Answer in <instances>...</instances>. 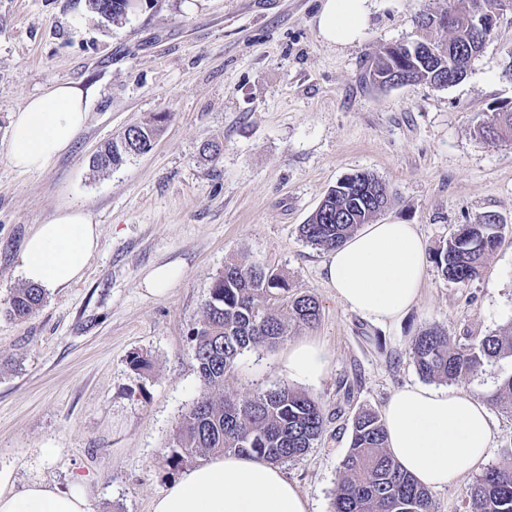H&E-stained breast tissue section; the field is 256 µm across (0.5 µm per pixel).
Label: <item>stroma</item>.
Returning <instances> with one entry per match:
<instances>
[{"label": "stroma", "mask_w": 512, "mask_h": 512, "mask_svg": "<svg viewBox=\"0 0 512 512\" xmlns=\"http://www.w3.org/2000/svg\"><path fill=\"white\" fill-rule=\"evenodd\" d=\"M444 0H369L358 38L321 35L322 0H142L119 25L85 0H0V467L16 490L83 479L93 512H151L179 479L166 457L201 393L189 331L226 262H260L322 306L297 331L330 354L325 375L299 383L318 397L325 431L284 471L309 501L332 512L353 415L382 411L390 395L421 384L409 346L422 328L481 337L512 326V135L488 142L478 127L512 104V11L459 82L382 88L366 72L394 43L445 40L419 13ZM57 82L87 96L73 146L47 169L22 172L7 157L10 119ZM166 114L152 149L112 172L93 169L100 147ZM220 154L203 156L207 142ZM367 171L393 196L378 222L416 225L427 254L463 224L494 214L504 229L481 276L455 284L427 265L417 302L377 324L327 288L323 250L298 233L327 192ZM88 211L100 245L76 284L45 293L25 320L1 309L23 287L25 240L64 207ZM175 262L163 296L143 278ZM286 345L249 351L228 379L245 399L285 382ZM140 354L149 365L134 370Z\"/></svg>", "instance_id": "obj_1"}]
</instances>
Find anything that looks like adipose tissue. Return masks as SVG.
Listing matches in <instances>:
<instances>
[{"label":"adipose tissue","mask_w":512,"mask_h":512,"mask_svg":"<svg viewBox=\"0 0 512 512\" xmlns=\"http://www.w3.org/2000/svg\"><path fill=\"white\" fill-rule=\"evenodd\" d=\"M368 20L367 0H324L317 18L325 40L354 41ZM85 93L56 83L13 114L7 145L16 169L42 171L65 153L83 128ZM101 230L80 208L64 207L38 225L22 254V274L49 290L80 281L100 244ZM324 280L337 300L365 318L388 323L417 301L426 275V244L416 225L372 223L328 251ZM318 343L291 344L281 360L288 378L312 382L328 370ZM388 451L421 485L443 488L484 462L492 443L486 402L458 389L407 386L384 407ZM0 512H90L83 481L66 491L35 482L15 491L13 471L0 468ZM152 512H309V502L282 469L227 454L187 471L152 503Z\"/></svg>","instance_id":"obj_1"}]
</instances>
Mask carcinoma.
I'll return each mask as SVG.
<instances>
[{"label":"carcinoma","mask_w":512,"mask_h":512,"mask_svg":"<svg viewBox=\"0 0 512 512\" xmlns=\"http://www.w3.org/2000/svg\"><path fill=\"white\" fill-rule=\"evenodd\" d=\"M497 0H448L451 20L445 42L395 44L379 52L368 71L382 87L402 80L443 87L465 76L472 58L488 40L487 30L472 12L481 4L494 13ZM90 12L108 22L121 23L135 14L131 0H86ZM165 117L126 128L93 157V167L110 171L132 156L149 151ZM512 131V107L493 109L478 133L494 142L503 130ZM389 185L370 173L345 177L300 225V236L325 251L340 245L362 224L373 220L388 203ZM496 216L479 224H463L433 256L444 279L466 284L482 274L486 258L502 237ZM44 301V289L29 285L16 290L4 309L6 316L24 319ZM321 306L310 294L296 292L288 278L260 263L227 262L213 278L202 318L190 331L193 359L201 394L178 425L166 463L176 471L183 464L209 455L255 457L283 464L307 455L322 435L326 416L313 395L283 383L241 400L225 388L238 359L246 351L273 347L288 340L291 326L312 327ZM410 353L425 380L453 382L486 363L512 358V327L482 337L477 343L454 341L438 327L413 336ZM488 402L512 414V373L505 376ZM333 512H433L426 488L404 472L386 446L383 419L370 409L352 419L349 448L341 461ZM469 512H512V448L498 464L484 469L471 488Z\"/></svg>","instance_id":"carcinoma-1"}]
</instances>
